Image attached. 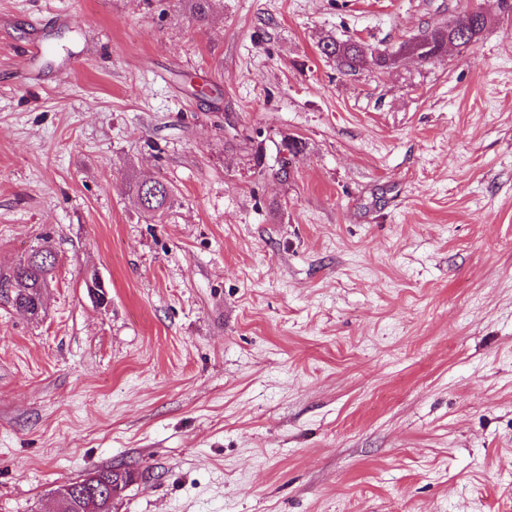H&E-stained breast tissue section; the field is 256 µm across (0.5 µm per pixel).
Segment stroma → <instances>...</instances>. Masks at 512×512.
Wrapping results in <instances>:
<instances>
[{"label":"stroma","mask_w":512,"mask_h":512,"mask_svg":"<svg viewBox=\"0 0 512 512\" xmlns=\"http://www.w3.org/2000/svg\"><path fill=\"white\" fill-rule=\"evenodd\" d=\"M41 246L0 512L110 464L115 512H512V0H0V274ZM488 24V17L487 15H482L479 18H476L475 20H470L469 23L461 24V26L458 29V32L456 33L454 29H449L444 34H440L439 32L436 33H430L423 39L417 41L412 46H410V49L422 60V61H429L436 57H438L444 46H445V40H451L452 38H456V45L457 46H468L474 41H476L480 35L484 32L486 26ZM477 25V26H476ZM468 32L469 35L467 36V40L464 42H461L459 40V37L462 39V35ZM321 52L329 58L336 59L337 66L343 71H356L369 61L379 69L388 68L393 61L394 54L383 52H366L364 47L354 40L337 41L329 38L320 44ZM129 192L140 210L154 216L164 213L172 197L171 187L160 180H156L152 187H145L144 181L135 182L129 186Z\"/></svg>","instance_id":"stroma-1"}]
</instances>
